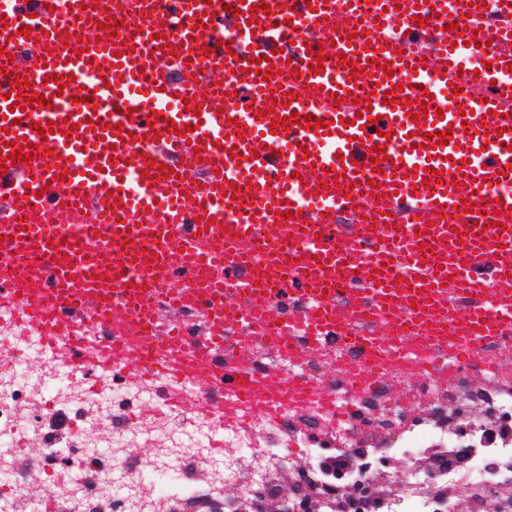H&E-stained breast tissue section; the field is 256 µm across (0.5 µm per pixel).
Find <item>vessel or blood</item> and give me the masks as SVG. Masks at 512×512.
<instances>
[{"instance_id": "obj_1", "label": "vessel or blood", "mask_w": 512, "mask_h": 512, "mask_svg": "<svg viewBox=\"0 0 512 512\" xmlns=\"http://www.w3.org/2000/svg\"><path fill=\"white\" fill-rule=\"evenodd\" d=\"M92 4L0 0V47L14 40L31 60L17 67L0 57V146L25 140L49 152L0 175V270L11 272L0 300L23 311L46 347L69 344L71 374L99 369L95 347L142 375L203 382V414L223 409L229 394L235 406L268 415L290 398L324 399L314 382L284 380L249 357L227 363L223 337L157 327L150 298L173 268L187 284L181 300L216 328H259L296 356L336 342L356 345L365 363L382 350L411 360L414 327L455 337L451 349L464 359L477 345L512 346V218L488 208L498 184L512 185V115L500 113L512 101V82L500 78L512 62V5L371 0L369 18L400 32L388 41L350 38L358 0H239L231 17L218 0H154L152 33L180 45L200 83L216 70L244 79V95L224 100L177 88L162 54L143 63L117 38L71 53L67 21ZM481 4L502 23L479 17ZM34 13L38 28L21 36ZM452 16L457 30L438 36L437 19ZM290 25L305 40L285 61L271 59ZM422 35L432 36L431 51L417 46ZM473 40L491 41L494 68L470 65ZM322 45L328 58L315 75ZM269 71L289 73L296 92L286 104L264 98ZM18 72L47 81L39 89L45 104L28 113L8 97ZM62 75L71 76L69 87L60 86ZM76 89L79 104L70 100ZM428 94L436 110L415 123ZM309 114L324 128H312ZM279 118L285 126L271 130ZM66 120L68 136L58 130ZM51 121L46 137L31 128ZM447 130L452 138L440 144ZM378 145L387 158L375 169ZM175 152L201 159L204 176L168 168ZM432 169L442 180L424 185ZM188 180L189 203L181 194ZM365 208L370 221L356 222ZM118 254L125 263L116 276ZM261 271L263 289L255 283ZM101 274L112 290L100 288ZM344 278L356 285L341 294ZM303 291L307 308L278 318L274 299L292 302Z\"/></svg>"}]
</instances>
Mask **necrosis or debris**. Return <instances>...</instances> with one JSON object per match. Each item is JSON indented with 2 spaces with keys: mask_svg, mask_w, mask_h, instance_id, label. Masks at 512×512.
<instances>
[{
  "mask_svg": "<svg viewBox=\"0 0 512 512\" xmlns=\"http://www.w3.org/2000/svg\"><path fill=\"white\" fill-rule=\"evenodd\" d=\"M21 323V313L0 305V512H269L274 501L278 512H294L307 499L314 512H357L321 470L327 448L353 456L349 483L374 485L371 512H484L490 497L512 512V348L488 345L481 365L459 368L434 339L418 363L379 357L358 387L336 392L332 407L202 416L189 380L181 406L168 409L156 378L131 382L114 369L97 389L58 379L67 346L54 349L53 363L34 361ZM245 351L285 380L322 385L357 360L345 345L302 360L257 340ZM392 378L408 383L394 410ZM53 412L66 417V429L48 427ZM145 444L158 455H136ZM461 448L471 459L466 470L448 463ZM378 456L404 461L403 475L375 484ZM289 474L300 483L285 503Z\"/></svg>",
  "mask_w": 512,
  "mask_h": 512,
  "instance_id": "4bbe7bcc",
  "label": "necrosis or debris"
}]
</instances>
